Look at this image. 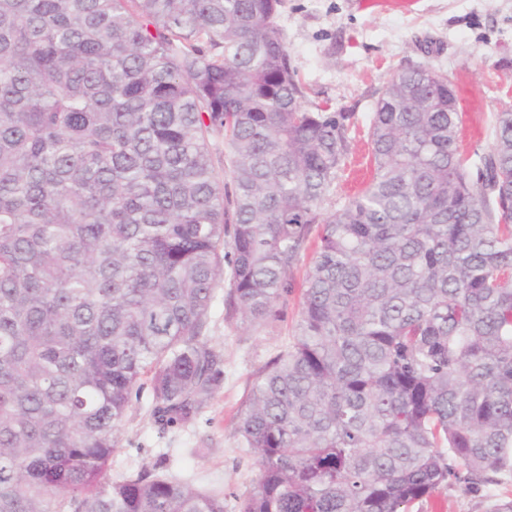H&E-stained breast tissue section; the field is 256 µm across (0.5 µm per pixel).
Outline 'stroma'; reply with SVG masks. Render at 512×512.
<instances>
[{
	"label": "stroma",
	"mask_w": 512,
	"mask_h": 512,
	"mask_svg": "<svg viewBox=\"0 0 512 512\" xmlns=\"http://www.w3.org/2000/svg\"><path fill=\"white\" fill-rule=\"evenodd\" d=\"M310 103L351 113L350 153L335 187L342 199L371 176L368 117L378 92L398 68L425 65L447 73L460 109L459 149L483 154L494 142L496 113L512 112V0H282L278 15ZM220 285L207 336L224 354V384L188 427H160L143 386L119 427L106 476L114 481L152 466L160 454L168 476L224 494V512L256 481V459L239 422L258 370L287 346L300 311L299 294L279 303V321L243 324ZM512 499V478L494 490L454 482L411 512H486L491 498Z\"/></svg>",
	"instance_id": "35a3bbf8"
}]
</instances>
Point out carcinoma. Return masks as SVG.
<instances>
[{
	"mask_svg": "<svg viewBox=\"0 0 512 512\" xmlns=\"http://www.w3.org/2000/svg\"><path fill=\"white\" fill-rule=\"evenodd\" d=\"M281 3L0 0V512H224L106 469L143 375L162 425L221 389L225 281L250 327L301 293L239 424L238 512H409L512 478V112L472 160L448 76L398 69L373 177L333 204L350 115L304 104Z\"/></svg>",
	"mask_w": 512,
	"mask_h": 512,
	"instance_id": "1",
	"label": "carcinoma"
}]
</instances>
